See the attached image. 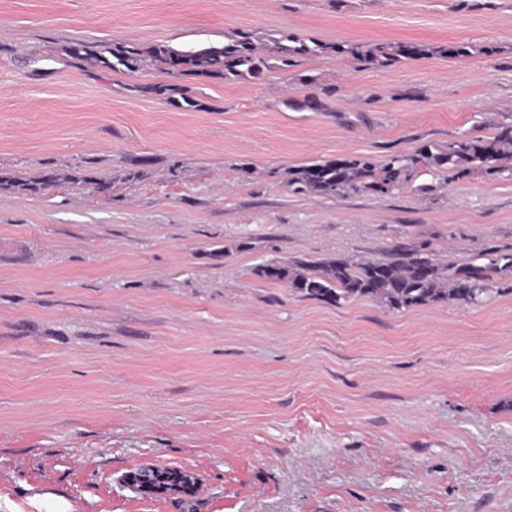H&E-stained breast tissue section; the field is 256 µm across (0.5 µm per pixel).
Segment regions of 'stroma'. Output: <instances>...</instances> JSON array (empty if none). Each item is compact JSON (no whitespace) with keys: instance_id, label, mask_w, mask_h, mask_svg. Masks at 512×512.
Segmentation results:
<instances>
[{"instance_id":"1","label":"stroma","mask_w":512,"mask_h":512,"mask_svg":"<svg viewBox=\"0 0 512 512\" xmlns=\"http://www.w3.org/2000/svg\"><path fill=\"white\" fill-rule=\"evenodd\" d=\"M234 31L452 53L187 75L189 108L145 93L158 71L66 52ZM504 125L512 0H0V175L30 185L0 190V512H183L126 484L147 465L195 474L196 512H512V274L478 306L398 311L254 273L512 252V163L421 164L382 193L288 184Z\"/></svg>"}]
</instances>
